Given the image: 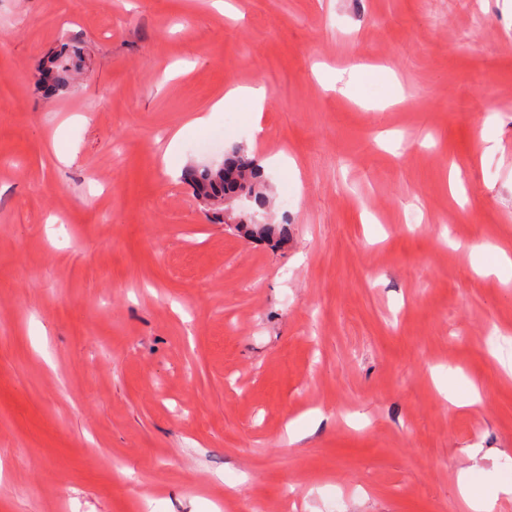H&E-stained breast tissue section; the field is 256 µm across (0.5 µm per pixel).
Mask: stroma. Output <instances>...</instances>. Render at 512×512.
<instances>
[{
  "label": "stroma",
  "mask_w": 512,
  "mask_h": 512,
  "mask_svg": "<svg viewBox=\"0 0 512 512\" xmlns=\"http://www.w3.org/2000/svg\"><path fill=\"white\" fill-rule=\"evenodd\" d=\"M229 2L0 0V512H467L460 468L512 473V274L478 270L512 252V0ZM358 64L396 79L321 86ZM236 144L287 241L183 180ZM81 48L63 44L55 54L47 56L38 70V82L48 94L55 95L68 91L73 74L79 69ZM268 91L266 87L262 85L252 86H239L231 89L225 101H241L245 100L249 102L255 112L260 115L263 109V105L267 98Z\"/></svg>",
  "instance_id": "obj_1"
}]
</instances>
